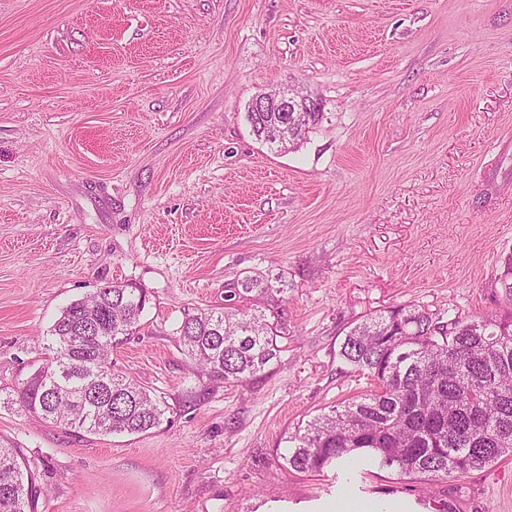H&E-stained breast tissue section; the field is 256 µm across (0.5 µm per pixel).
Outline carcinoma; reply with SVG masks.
<instances>
[{
	"label": "carcinoma",
	"mask_w": 512,
	"mask_h": 512,
	"mask_svg": "<svg viewBox=\"0 0 512 512\" xmlns=\"http://www.w3.org/2000/svg\"><path fill=\"white\" fill-rule=\"evenodd\" d=\"M322 113L305 112L288 140L268 130L286 112H248L256 140L272 150L301 143ZM282 277L245 275L224 285V309L188 316L173 330L199 377L245 383L280 358L287 336ZM493 285L499 309L466 319L401 305L353 326L342 362L371 381L361 391L289 433L282 466L318 475L367 464L428 485L460 480L512 456V252ZM144 289L107 284L72 301L45 337L53 352L7 402L54 424L101 435L146 433L162 424L163 397L112 369V350L140 330ZM36 469L0 445V512H36Z\"/></svg>",
	"instance_id": "1"
}]
</instances>
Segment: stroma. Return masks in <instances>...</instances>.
Wrapping results in <instances>:
<instances>
[{"instance_id":"1","label":"stroma","mask_w":512,"mask_h":512,"mask_svg":"<svg viewBox=\"0 0 512 512\" xmlns=\"http://www.w3.org/2000/svg\"><path fill=\"white\" fill-rule=\"evenodd\" d=\"M292 87L299 148L245 120ZM512 251V0H0V386L107 283L149 302L115 370L168 411L78 433L0 404V444L44 460L38 512H330L336 501L512 512V457L428 486L282 467L297 426L365 390L347 331L403 304L496 309ZM282 275L288 334L247 384L195 377L176 323ZM310 102L307 95L300 94L295 89L272 90L257 94L249 102L246 121L250 127L251 134L256 140L268 145L271 150H288V140L295 141L297 145L301 143L310 129H312L321 119L322 112H313L318 108L317 102H310L307 110L301 106ZM317 103V104H316ZM303 112L301 121L297 123L292 116L288 124V113ZM292 126V132H288V139L284 142L270 137L268 130L274 127Z\"/></svg>"}]
</instances>
